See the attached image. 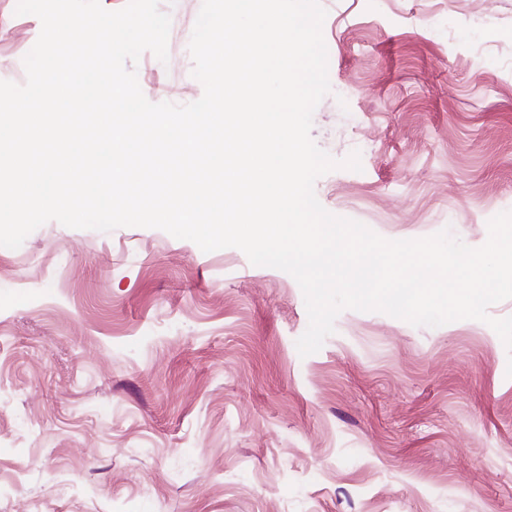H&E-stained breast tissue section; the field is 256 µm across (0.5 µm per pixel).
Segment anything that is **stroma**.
I'll return each mask as SVG.
<instances>
[{
    "mask_svg": "<svg viewBox=\"0 0 512 512\" xmlns=\"http://www.w3.org/2000/svg\"><path fill=\"white\" fill-rule=\"evenodd\" d=\"M314 191L390 239L482 246L512 211V0H319ZM0 0V80L41 31ZM203 0H161L151 102L203 94ZM303 292L239 249L50 221L0 247V512H512V358L486 323L346 309L300 357Z\"/></svg>",
    "mask_w": 512,
    "mask_h": 512,
    "instance_id": "stroma-1",
    "label": "stroma"
}]
</instances>
